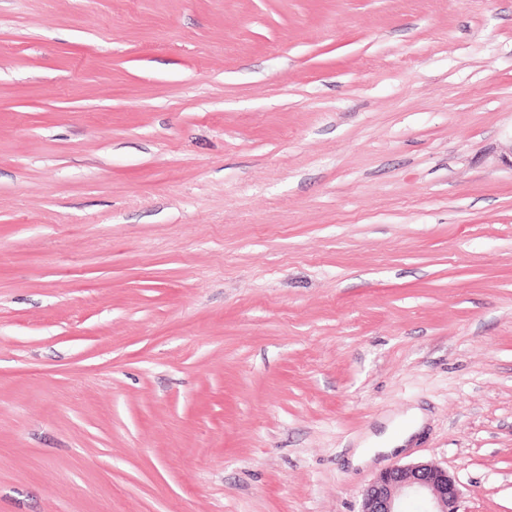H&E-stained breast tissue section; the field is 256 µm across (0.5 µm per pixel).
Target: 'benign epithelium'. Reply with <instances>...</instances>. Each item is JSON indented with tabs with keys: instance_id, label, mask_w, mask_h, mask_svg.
Segmentation results:
<instances>
[{
	"instance_id": "7a95c632",
	"label": "benign epithelium",
	"mask_w": 512,
	"mask_h": 512,
	"mask_svg": "<svg viewBox=\"0 0 512 512\" xmlns=\"http://www.w3.org/2000/svg\"><path fill=\"white\" fill-rule=\"evenodd\" d=\"M460 490L448 471L428 462L394 465L365 489L360 512H405L418 499L424 512H459Z\"/></svg>"
}]
</instances>
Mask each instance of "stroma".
<instances>
[{
	"label": "stroma",
	"mask_w": 512,
	"mask_h": 512,
	"mask_svg": "<svg viewBox=\"0 0 512 512\" xmlns=\"http://www.w3.org/2000/svg\"><path fill=\"white\" fill-rule=\"evenodd\" d=\"M419 461L512 512V0H0V512ZM405 424L400 429H392L383 439L376 440L373 444L383 447H360L354 455L355 463H363L369 460L376 450L393 451L403 448L409 438L419 429L422 423V414L418 410L409 411L404 416Z\"/></svg>",
	"instance_id": "obj_1"
}]
</instances>
